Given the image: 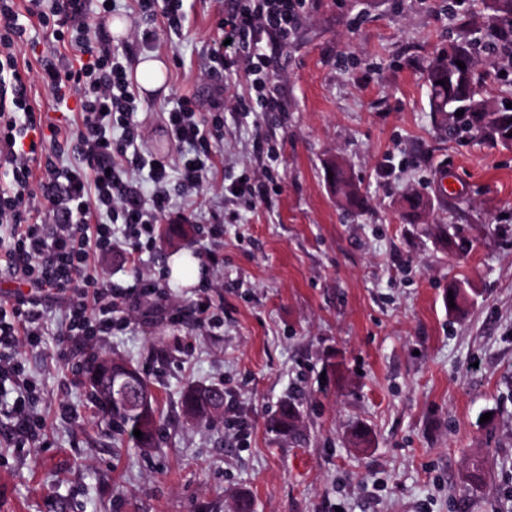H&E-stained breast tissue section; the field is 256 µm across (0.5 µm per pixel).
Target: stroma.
I'll list each match as a JSON object with an SVG mask.
<instances>
[{
    "label": "stroma",
    "instance_id": "35a3bbf8",
    "mask_svg": "<svg viewBox=\"0 0 512 512\" xmlns=\"http://www.w3.org/2000/svg\"><path fill=\"white\" fill-rule=\"evenodd\" d=\"M180 35L153 53L167 85L141 96L142 153L177 157L161 114L184 95L222 112L217 180L199 194L187 236L160 233L156 249L98 255L102 280L135 272L173 297L183 323L152 304L108 336L60 342V306L21 360L43 420L16 446L0 414V512H512V145L451 140L430 111L426 67L455 33L448 0H308L287 45L261 32L283 109L253 105L245 68L221 69L215 101L199 78L220 0H183ZM249 102L250 111L240 109ZM342 163L369 201L348 216L326 178ZM265 203L222 194L220 181L263 178ZM429 197L419 223L399 202ZM224 233H209L212 214ZM455 231L457 251L438 232ZM215 251L223 270L206 268ZM189 259L195 282L171 274ZM452 281L472 295L448 311ZM209 282L224 299L219 327L193 325L192 299ZM132 362L152 382L162 421L155 447L112 439L83 385L90 355ZM191 386L224 391L213 421L188 419ZM300 411V441L267 427L285 401ZM69 404L62 412L61 404ZM371 431L369 447L350 438ZM482 461L484 477L466 473Z\"/></svg>",
    "mask_w": 512,
    "mask_h": 512
}]
</instances>
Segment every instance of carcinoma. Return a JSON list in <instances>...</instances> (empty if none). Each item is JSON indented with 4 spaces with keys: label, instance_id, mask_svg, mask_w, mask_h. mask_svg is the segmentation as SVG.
I'll use <instances>...</instances> for the list:
<instances>
[{
    "label": "carcinoma",
    "instance_id": "cac0c4a2",
    "mask_svg": "<svg viewBox=\"0 0 512 512\" xmlns=\"http://www.w3.org/2000/svg\"><path fill=\"white\" fill-rule=\"evenodd\" d=\"M490 14L487 17V38L491 45L501 43L504 38L512 39V0H487ZM468 23L460 26L457 39L448 47L439 50L426 68L427 85L431 97V109L436 112L437 124L453 137L464 134L473 140L492 138L505 145H512V108H493L479 98V86L484 74L476 71L477 62L473 55V43L467 39ZM464 59L469 67L461 69L457 61ZM444 84H439V81ZM463 111L458 116L456 112ZM332 189L343 197L354 210L365 207V201L354 191L348 173L336 169V180ZM427 207V201L418 194H409L404 199V216L415 217ZM116 369L129 366L123 359L92 357L83 366L84 383L88 386L94 406L102 420L118 432L119 440L129 439L139 448L153 446L160 415L157 398L141 372L133 376L111 373L107 366ZM205 390L203 386L190 388L183 399L187 416L198 420L210 417L216 406L224 402V395L218 394L211 403L199 401L196 395ZM299 412L294 404L284 403L270 420L271 430L289 436L297 431ZM142 432L138 439L134 430Z\"/></svg>",
    "mask_w": 512,
    "mask_h": 512
}]
</instances>
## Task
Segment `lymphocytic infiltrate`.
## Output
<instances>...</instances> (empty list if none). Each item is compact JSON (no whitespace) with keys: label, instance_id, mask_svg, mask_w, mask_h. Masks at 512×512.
<instances>
[{"label":"lymphocytic infiltrate","instance_id":"f902f5d3","mask_svg":"<svg viewBox=\"0 0 512 512\" xmlns=\"http://www.w3.org/2000/svg\"><path fill=\"white\" fill-rule=\"evenodd\" d=\"M93 0H0V272L21 286L0 306V394L15 386L18 395L8 417L18 424L20 443L33 441L41 422L30 413L32 386L23 377L22 349L36 348L43 336L40 308L63 299L66 337L111 331L114 316L140 307L158 293L143 275L122 287L98 279L92 257L127 245L139 255L153 249L158 223L171 203L168 187L178 181L185 200H193L213 174L212 145L224 137L221 114L201 116L191 97L178 99L163 114L165 126L180 147L193 155L178 160L149 157L139 150L135 119L138 94L122 56L97 53L89 37V17L106 23L108 11L93 12ZM306 0H237L219 19L211 56L224 66L246 61L256 102L265 112L282 109L280 90L258 50L262 30L287 43ZM180 0H137L133 36L150 48L158 39L157 18L167 30L183 27ZM37 18L71 56L57 64L38 55L19 65L17 52L27 40L21 15ZM40 83L56 105L77 98L73 115L51 120L36 111L28 97ZM125 135L113 140V125ZM71 146L76 161L57 166L47 147ZM147 169L153 186L144 192L127 174L128 167ZM52 223H43L41 211Z\"/></svg>","mask_w":512,"mask_h":512}]
</instances>
